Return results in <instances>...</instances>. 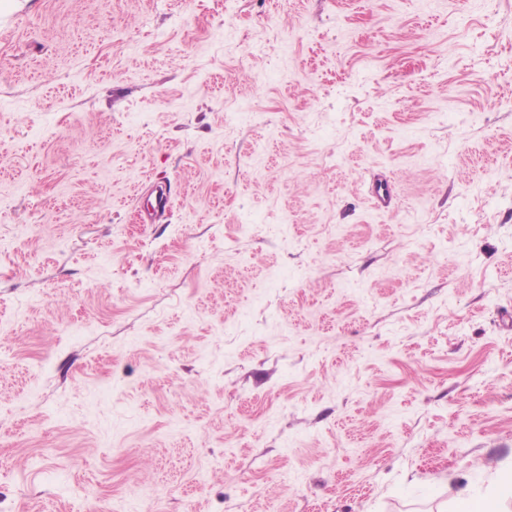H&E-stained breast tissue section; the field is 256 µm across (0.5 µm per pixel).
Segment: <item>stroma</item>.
<instances>
[{"instance_id": "35a3bbf8", "label": "stroma", "mask_w": 512, "mask_h": 512, "mask_svg": "<svg viewBox=\"0 0 512 512\" xmlns=\"http://www.w3.org/2000/svg\"><path fill=\"white\" fill-rule=\"evenodd\" d=\"M0 330V512L485 494L512 0H0Z\"/></svg>"}]
</instances>
